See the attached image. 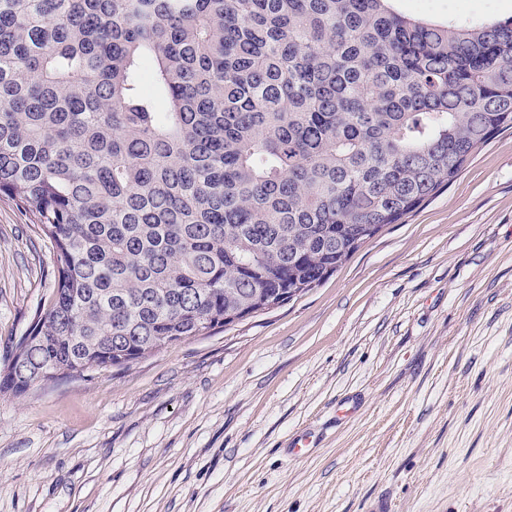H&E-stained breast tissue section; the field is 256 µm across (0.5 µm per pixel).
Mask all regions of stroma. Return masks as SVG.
Here are the masks:
<instances>
[{
	"label": "stroma",
	"mask_w": 512,
	"mask_h": 512,
	"mask_svg": "<svg viewBox=\"0 0 512 512\" xmlns=\"http://www.w3.org/2000/svg\"><path fill=\"white\" fill-rule=\"evenodd\" d=\"M398 7L441 22L512 16V0ZM51 252L0 198V364L52 295ZM384 504L512 512V129L283 307L126 369L0 397V512Z\"/></svg>",
	"instance_id": "35a3bbf8"
}]
</instances>
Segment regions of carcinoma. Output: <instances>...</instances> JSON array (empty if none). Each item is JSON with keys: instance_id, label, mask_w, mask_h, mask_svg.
<instances>
[{"instance_id": "cac0c4a2", "label": "carcinoma", "mask_w": 512, "mask_h": 512, "mask_svg": "<svg viewBox=\"0 0 512 512\" xmlns=\"http://www.w3.org/2000/svg\"><path fill=\"white\" fill-rule=\"evenodd\" d=\"M397 0H0V196L55 282L0 395L291 299L512 129V17ZM400 10L436 21L448 17L503 19L512 16V0H401Z\"/></svg>"}]
</instances>
